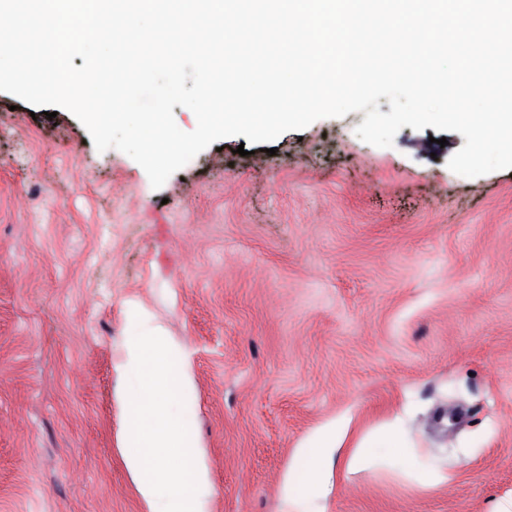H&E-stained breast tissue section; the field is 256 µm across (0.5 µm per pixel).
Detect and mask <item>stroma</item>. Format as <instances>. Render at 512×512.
Here are the masks:
<instances>
[{"label":"stroma","instance_id":"stroma-1","mask_svg":"<svg viewBox=\"0 0 512 512\" xmlns=\"http://www.w3.org/2000/svg\"><path fill=\"white\" fill-rule=\"evenodd\" d=\"M364 112L218 140L153 189L68 110L0 92V512H147L118 446L136 310L189 353L207 512H296L297 449L341 444L321 512L512 507V168ZM446 145H439V138ZM244 154H237V147ZM395 424L411 466L359 442Z\"/></svg>","mask_w":512,"mask_h":512}]
</instances>
